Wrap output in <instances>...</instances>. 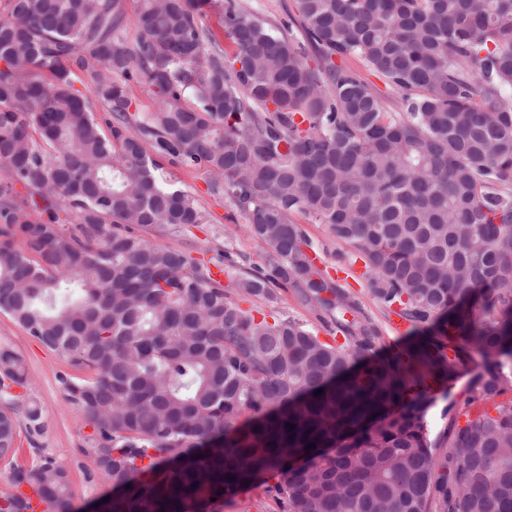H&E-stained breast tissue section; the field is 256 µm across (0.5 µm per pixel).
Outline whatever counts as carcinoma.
<instances>
[{"label": "carcinoma", "instance_id": "carcinoma-1", "mask_svg": "<svg viewBox=\"0 0 512 512\" xmlns=\"http://www.w3.org/2000/svg\"><path fill=\"white\" fill-rule=\"evenodd\" d=\"M295 2L302 41L241 0H137L130 43L125 0H0V313L86 372L61 384L109 512H199L259 475L281 512H512V0ZM147 141L206 170L265 266L226 247L225 285L138 233L209 223ZM296 214L357 251L405 347L372 355L379 329ZM288 287L342 343L234 300ZM471 348L486 366L444 447L434 387ZM14 385L22 359L0 347V460L21 421L41 429ZM12 484L71 512L49 455ZM346 63L357 70L362 77L367 81L381 96L383 103L390 109L396 110L399 101V94L396 90L390 87L381 79L376 73L368 70L365 65L357 58H350Z\"/></svg>", "mask_w": 512, "mask_h": 512}]
</instances>
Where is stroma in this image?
<instances>
[{"mask_svg": "<svg viewBox=\"0 0 512 512\" xmlns=\"http://www.w3.org/2000/svg\"><path fill=\"white\" fill-rule=\"evenodd\" d=\"M159 164L170 182L193 195L209 212L211 221L187 226L176 234L149 228L144 230V237L160 245L190 249L193 257L207 260L230 246L244 267L263 266L262 248L247 233L239 213L222 196L211 192L205 170L177 165L165 157L160 158ZM297 222L313 247L318 266L339 288L359 301L365 315L379 327V350L387 352L399 348L404 338L392 332L391 316L371 296L365 264L355 250L332 237L326 225L302 216L298 217ZM0 346L10 347L20 354L26 368L29 390L42 408L41 432L31 441L20 438V457L30 459L32 447L38 446L64 465L70 473L72 505L79 510L97 500L105 487L94 475L91 462L79 451L82 438L89 429L66 401L58 380L59 374L69 372L70 367L65 359L42 346L2 314ZM485 363V358L477 350H470L449 387L436 390V403L430 412L432 438H443L452 417L466 410L471 385Z\"/></svg>", "mask_w": 512, "mask_h": 512, "instance_id": "1", "label": "stroma"}]
</instances>
